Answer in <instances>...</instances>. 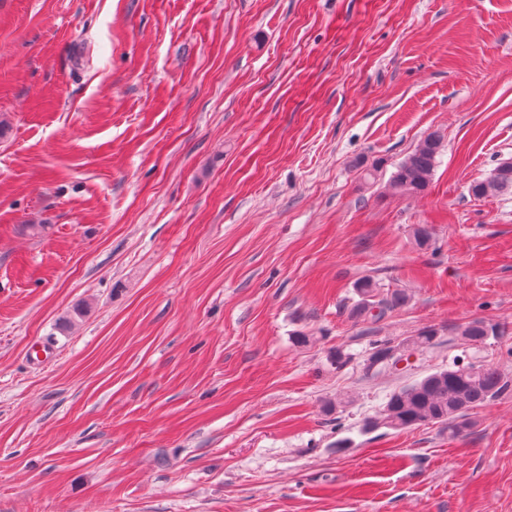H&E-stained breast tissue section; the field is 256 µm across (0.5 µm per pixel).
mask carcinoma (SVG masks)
Returning <instances> with one entry per match:
<instances>
[{
	"mask_svg": "<svg viewBox=\"0 0 512 512\" xmlns=\"http://www.w3.org/2000/svg\"><path fill=\"white\" fill-rule=\"evenodd\" d=\"M441 141L437 136L425 138L395 168L390 185L403 195L419 194L427 189L434 175ZM512 188V163L499 165L487 179L474 183L471 193L483 198ZM360 302L354 312L378 319L388 311L403 306L408 296L400 291L382 293L379 284L364 278L355 284ZM504 327L474 319L460 324L453 333L472 343H483L491 337L503 335ZM438 340V332L424 327L408 340L393 344L389 340H375L365 369L379 373L393 368L388 355L394 350L423 351ZM512 389V379L490 365L458 364L431 373L421 380L389 395L379 415L365 423V429L380 427L405 429L422 423L439 424L455 436L471 427V411L493 401Z\"/></svg>",
	"mask_w": 512,
	"mask_h": 512,
	"instance_id": "obj_1",
	"label": "carcinoma"
}]
</instances>
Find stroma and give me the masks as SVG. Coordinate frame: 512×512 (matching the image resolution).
<instances>
[{
  "label": "stroma",
  "mask_w": 512,
  "mask_h": 512,
  "mask_svg": "<svg viewBox=\"0 0 512 512\" xmlns=\"http://www.w3.org/2000/svg\"><path fill=\"white\" fill-rule=\"evenodd\" d=\"M0 121V512H512V391L362 429L512 378V190L470 192L512 161V0H0ZM365 277L408 303L351 318ZM441 141L437 136L425 138L395 168L390 185L403 195L419 194L427 189L434 175ZM504 327L498 323H490L481 319H474L453 329L455 336L472 343H483L490 337L503 336ZM438 337V332L435 329L424 327L415 336H410L408 340L396 345L388 340L373 341L369 358L366 360L365 369L368 373H379L392 369L393 363L390 362H392L393 358H386L393 350H397L393 356L398 354L399 349L412 352L423 351L435 345ZM512 380L490 365L453 363L393 392L365 430L405 429L422 423L439 424L455 436L467 431L471 411L507 393Z\"/></svg>",
  "instance_id": "stroma-1"
}]
</instances>
